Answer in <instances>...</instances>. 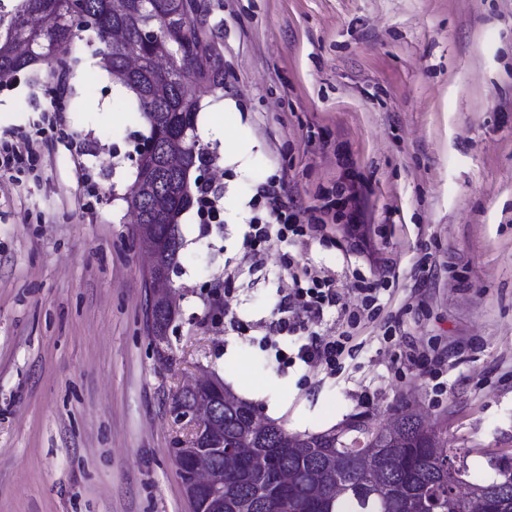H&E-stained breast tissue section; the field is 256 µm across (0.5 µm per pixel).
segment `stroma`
I'll return each instance as SVG.
<instances>
[{"label": "stroma", "instance_id": "1", "mask_svg": "<svg viewBox=\"0 0 512 512\" xmlns=\"http://www.w3.org/2000/svg\"><path fill=\"white\" fill-rule=\"evenodd\" d=\"M224 95L196 90L221 173L216 218L180 219L183 316L168 361L144 330L147 259L122 200L146 129L98 70L97 40L64 90L46 66L0 86V512H190L170 455V393L209 372L263 416L320 432L405 405L448 431L470 480L512 465V0H211ZM352 174L364 239L336 184ZM285 181L307 245L251 258L257 187ZM333 280L377 316L296 320L292 275ZM221 309L224 319L210 321ZM348 333L333 365L296 354ZM429 358L427 368L413 356Z\"/></svg>", "mask_w": 512, "mask_h": 512}]
</instances>
